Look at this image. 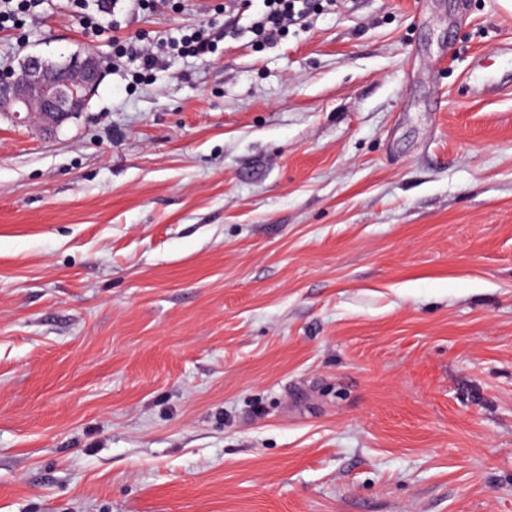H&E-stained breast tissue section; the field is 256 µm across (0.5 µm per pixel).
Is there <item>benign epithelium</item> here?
<instances>
[{"label": "benign epithelium", "mask_w": 512, "mask_h": 512, "mask_svg": "<svg viewBox=\"0 0 512 512\" xmlns=\"http://www.w3.org/2000/svg\"><path fill=\"white\" fill-rule=\"evenodd\" d=\"M21 77L0 73V115L56 130L80 112L99 83L104 59L95 52L72 56L56 67L37 55L20 61Z\"/></svg>", "instance_id": "obj_1"}]
</instances>
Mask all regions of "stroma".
<instances>
[{
  "mask_svg": "<svg viewBox=\"0 0 512 512\" xmlns=\"http://www.w3.org/2000/svg\"><path fill=\"white\" fill-rule=\"evenodd\" d=\"M89 10L0 26L106 64L0 116V512H512V12ZM263 9L259 18L252 23L250 31L255 36H263L268 41H273L288 29L290 25L297 23L303 12L296 11V3L308 5V0H262ZM214 43L215 39L211 38L205 25H202L191 34L183 35L179 40L171 38L170 41L162 42L160 46L166 53L198 57L213 52Z\"/></svg>",
  "mask_w": 512,
  "mask_h": 512,
  "instance_id": "1",
  "label": "stroma"
}]
</instances>
